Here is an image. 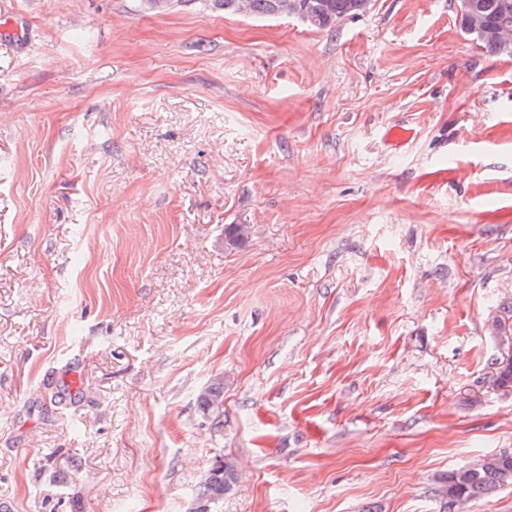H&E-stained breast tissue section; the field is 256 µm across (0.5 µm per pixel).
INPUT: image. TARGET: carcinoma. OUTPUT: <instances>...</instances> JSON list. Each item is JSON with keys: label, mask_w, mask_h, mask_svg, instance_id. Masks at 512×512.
Instances as JSON below:
<instances>
[{"label": "carcinoma", "mask_w": 512, "mask_h": 512, "mask_svg": "<svg viewBox=\"0 0 512 512\" xmlns=\"http://www.w3.org/2000/svg\"><path fill=\"white\" fill-rule=\"evenodd\" d=\"M249 14L255 16H294L311 27L330 30L344 19L355 18L366 11L369 0H248ZM468 13L459 15L461 29L472 34L469 16H478L484 32L475 35L482 49L492 57H512V25L502 32L503 14L512 18V0H468ZM223 383L211 384L199 397L204 409H219L223 401ZM232 473L224 460H215L201 482V500L205 505L197 512H208L206 505L224 498ZM512 487V455L500 454L466 465L448 475V512H459L460 506L486 497L496 490Z\"/></svg>", "instance_id": "1"}]
</instances>
